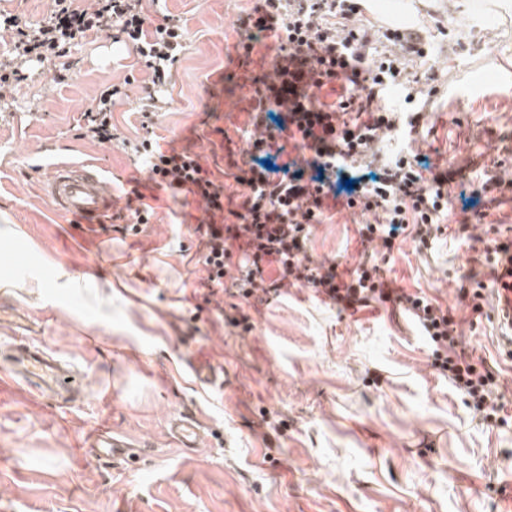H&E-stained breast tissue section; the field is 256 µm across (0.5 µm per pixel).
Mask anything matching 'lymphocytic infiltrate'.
<instances>
[{
	"instance_id": "f902f5d3",
	"label": "lymphocytic infiltrate",
	"mask_w": 512,
	"mask_h": 512,
	"mask_svg": "<svg viewBox=\"0 0 512 512\" xmlns=\"http://www.w3.org/2000/svg\"><path fill=\"white\" fill-rule=\"evenodd\" d=\"M49 11L47 21L33 27L14 17L1 22L14 36L12 58L0 69V89L24 80L25 63L63 57L76 41L112 30L151 72L140 112L152 120L168 101L171 68L185 44L179 19L166 15L153 22L143 0H91L84 8L75 0H50ZM362 12V0H258L239 16L243 37L236 51L250 97L242 164L234 175L242 188L237 208L225 209L224 188L209 178L199 155L162 150L149 138L133 151L157 185L189 190L204 201L207 287L228 282L242 300L261 303L300 283L345 310L396 302L425 336L431 368L472 413L487 418L505 409L497 378L485 359L463 349L452 312L418 292L394 293L383 277L380 263L406 229H413L422 248L444 234L440 217L448 208L447 185L455 171L437 169L411 149L381 154L385 139L424 126L426 98L433 95L437 76L412 66L413 59L429 53L420 30H383L363 22ZM265 38L275 43L269 74L250 68L254 47ZM328 87L337 90L330 104L320 99ZM395 89L404 94L402 105L386 104ZM123 96L118 85L101 94L82 115L85 136L117 141L112 108ZM333 204L372 214L373 222L361 225L359 235L380 246L346 279L336 264L306 254L312 225L322 223ZM486 231V249L500 276L492 285L474 279L462 289L476 314L482 313L487 294L501 301L512 290V235L492 224ZM271 264L277 275L269 279L264 272Z\"/></svg>"
}]
</instances>
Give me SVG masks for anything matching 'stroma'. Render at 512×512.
I'll return each mask as SVG.
<instances>
[{"mask_svg": "<svg viewBox=\"0 0 512 512\" xmlns=\"http://www.w3.org/2000/svg\"><path fill=\"white\" fill-rule=\"evenodd\" d=\"M487 0H367L377 24L420 28L436 44L438 95L414 148L432 164L463 166L448 224L460 223L483 169L512 178V11ZM256 0H147L153 21L179 18L186 45L172 68L171 108L143 125L149 71L105 32L66 57L28 63L0 101V374L19 337L71 361L87 396L58 407L52 392L0 385V512H512V359L497 320L476 319L459 294L491 267L452 233L418 249L400 235L384 265L391 287L450 308L467 351L500 372L507 424L464 405L428 362L419 327L390 302L341 311L311 288L236 304L201 280L205 204L158 187L120 144L81 135L79 121L112 85L126 98L112 123L131 142L187 149L235 194L229 152L244 147L247 89L237 68L236 21ZM61 163H89L112 207L150 206L149 223L55 213L44 184ZM365 218L329 209L308 256L354 268L371 245ZM73 279L56 287V271ZM221 363L214 385L192 384L185 361ZM194 414L203 445L181 453L168 430ZM123 432L135 452L108 463L83 456L84 436Z\"/></svg>", "mask_w": 512, "mask_h": 512, "instance_id": "1", "label": "stroma"}]
</instances>
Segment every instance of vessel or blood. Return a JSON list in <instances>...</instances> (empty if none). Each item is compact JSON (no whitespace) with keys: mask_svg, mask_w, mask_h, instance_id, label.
<instances>
[{"mask_svg":"<svg viewBox=\"0 0 512 512\" xmlns=\"http://www.w3.org/2000/svg\"><path fill=\"white\" fill-rule=\"evenodd\" d=\"M45 193L62 215L98 218L106 214L110 189L102 174L95 168L77 165L54 166L45 184ZM15 366L8 372L9 382L30 384L39 380L60 397L63 406L80 401L83 392L72 385L68 364L45 349L23 342L17 347ZM171 432L178 447L198 448L201 424L192 415L184 414L175 420ZM99 457L117 459L129 454L132 445L123 434L110 431L98 435L94 442Z\"/></svg>","mask_w":512,"mask_h":512,"instance_id":"1","label":"vessel or blood"}]
</instances>
